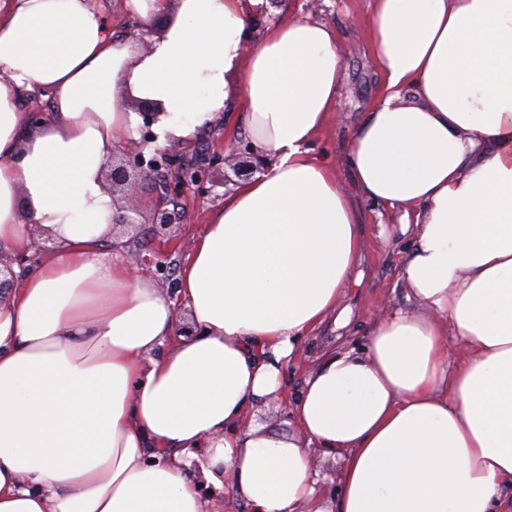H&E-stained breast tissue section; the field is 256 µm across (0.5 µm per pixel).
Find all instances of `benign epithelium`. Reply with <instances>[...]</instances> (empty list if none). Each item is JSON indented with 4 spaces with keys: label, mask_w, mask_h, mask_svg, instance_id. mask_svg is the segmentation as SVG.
Masks as SVG:
<instances>
[{
    "label": "benign epithelium",
    "mask_w": 512,
    "mask_h": 512,
    "mask_svg": "<svg viewBox=\"0 0 512 512\" xmlns=\"http://www.w3.org/2000/svg\"><path fill=\"white\" fill-rule=\"evenodd\" d=\"M136 111L142 118L140 126L141 138L132 140L119 154L112 155V160L106 165L103 175L112 194L121 198L128 196L129 188L138 181L151 180L157 177L159 171L166 170L173 177L170 192L177 195L186 189L198 191L206 189L207 184L215 183L214 171L228 165L232 167L235 176L240 180L251 178L255 173L263 171L264 162L256 156L250 145H240L231 150L230 154L213 153L194 162L188 161L182 154L172 149H157L149 152V144L154 142L156 135L152 126L157 121L158 112L149 104L139 103ZM169 199L160 196L155 200L151 223L156 226V234H161L172 224V213L168 209ZM139 214L136 205L129 203L121 205L112 218L113 228L124 230L138 224L135 215ZM46 246L38 241L19 246L9 257L0 256V298L9 294L14 287V265L23 266L34 261Z\"/></svg>",
    "instance_id": "7a95c632"
}]
</instances>
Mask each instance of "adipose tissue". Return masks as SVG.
<instances>
[{
  "instance_id": "adipose-tissue-1",
  "label": "adipose tissue",
  "mask_w": 512,
  "mask_h": 512,
  "mask_svg": "<svg viewBox=\"0 0 512 512\" xmlns=\"http://www.w3.org/2000/svg\"><path fill=\"white\" fill-rule=\"evenodd\" d=\"M264 2L125 0L139 47L91 0H0V255L55 244L0 300V512H206L201 478L247 512H512V0H371L383 86L337 163L310 149L336 34L285 16L252 35ZM138 102L161 147L238 105L264 162L180 268L193 336L110 248L102 171ZM359 198L412 237L407 305L313 366L285 433L259 407L336 309ZM318 453L343 461L335 495Z\"/></svg>"
}]
</instances>
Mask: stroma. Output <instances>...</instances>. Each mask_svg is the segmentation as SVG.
I'll return each instance as SVG.
<instances>
[{
  "label": "stroma",
  "mask_w": 512,
  "mask_h": 512,
  "mask_svg": "<svg viewBox=\"0 0 512 512\" xmlns=\"http://www.w3.org/2000/svg\"><path fill=\"white\" fill-rule=\"evenodd\" d=\"M368 11V0H282L280 7L269 8L257 20L258 25L264 26L288 14L315 18L335 29L342 47V85L332 122L312 145L313 153L328 155L335 161L340 160L347 137L364 121L383 85L381 75L370 60ZM245 124L242 110L229 109L215 125L184 145L183 150L190 156L203 149L230 150L244 141ZM162 192V187L152 182L137 184L135 195L144 222L124 235L120 247L122 255L143 257L144 274L157 282L162 281L163 276L154 263L155 239L146 219ZM225 193V187L216 186L207 193L189 191L181 197L177 219L168 230L176 243V251L168 259L172 268H179L193 238L208 224L211 214L223 206ZM356 205L364 249L338 306L339 311L346 313L348 321L344 324L327 321L307 338L296 360L284 371V385L289 393L302 388L310 367L323 351L332 347H362L367 327L404 302L395 284L410 237L401 232L397 217L381 213L379 207L362 199L357 200Z\"/></svg>",
  "instance_id": "obj_1"
}]
</instances>
